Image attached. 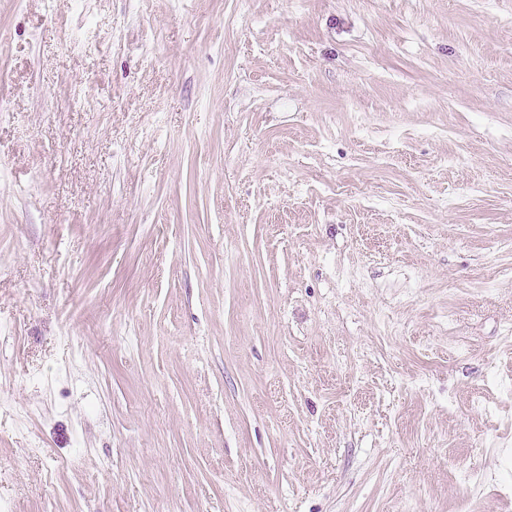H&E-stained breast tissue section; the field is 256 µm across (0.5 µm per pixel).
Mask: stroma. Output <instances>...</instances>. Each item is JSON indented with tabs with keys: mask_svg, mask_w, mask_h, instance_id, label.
<instances>
[{
	"mask_svg": "<svg viewBox=\"0 0 512 512\" xmlns=\"http://www.w3.org/2000/svg\"><path fill=\"white\" fill-rule=\"evenodd\" d=\"M0 512H512V0H0Z\"/></svg>",
	"mask_w": 512,
	"mask_h": 512,
	"instance_id": "35a3bbf8",
	"label": "stroma"
}]
</instances>
